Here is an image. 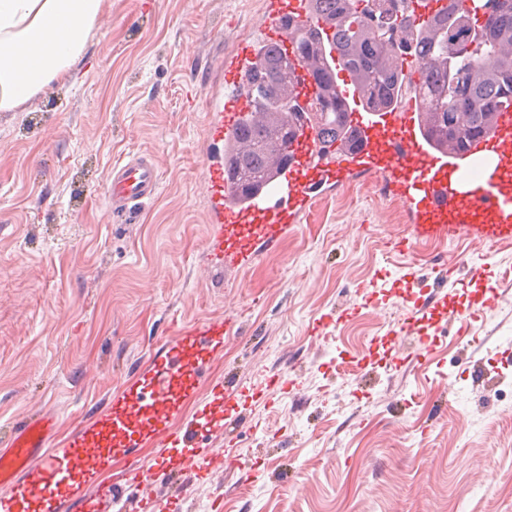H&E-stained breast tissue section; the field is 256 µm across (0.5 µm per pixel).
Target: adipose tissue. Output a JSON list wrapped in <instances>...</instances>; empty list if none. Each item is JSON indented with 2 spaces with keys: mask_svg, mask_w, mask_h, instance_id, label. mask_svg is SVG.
Returning <instances> with one entry per match:
<instances>
[{
  "mask_svg": "<svg viewBox=\"0 0 512 512\" xmlns=\"http://www.w3.org/2000/svg\"><path fill=\"white\" fill-rule=\"evenodd\" d=\"M104 0H0V112H16L81 59Z\"/></svg>",
  "mask_w": 512,
  "mask_h": 512,
  "instance_id": "1",
  "label": "adipose tissue"
}]
</instances>
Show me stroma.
Masks as SVG:
<instances>
[{
	"instance_id": "obj_1",
	"label": "stroma",
	"mask_w": 512,
	"mask_h": 512,
	"mask_svg": "<svg viewBox=\"0 0 512 512\" xmlns=\"http://www.w3.org/2000/svg\"><path fill=\"white\" fill-rule=\"evenodd\" d=\"M264 0H105L66 78L0 112V426L44 411L59 437L106 412L177 326L230 318L234 333L184 401L213 385L293 389L224 421L251 472L156 487L169 512H512V244L468 240L405 254V224L357 180L317 202L233 274L211 267L205 158L216 62ZM152 158L158 194L129 212L104 188ZM485 268L472 279L469 266ZM429 355L398 330L412 297ZM496 307H485L490 295ZM482 308L473 335L454 314ZM335 316L328 335L313 327Z\"/></svg>"
}]
</instances>
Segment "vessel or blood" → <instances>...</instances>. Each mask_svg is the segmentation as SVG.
Instances as JSON below:
<instances>
[{"label": "vessel or blood", "instance_id": "obj_1", "mask_svg": "<svg viewBox=\"0 0 512 512\" xmlns=\"http://www.w3.org/2000/svg\"><path fill=\"white\" fill-rule=\"evenodd\" d=\"M441 7V0L406 2L419 31ZM290 20L315 27L322 51L331 49L334 28L315 14L311 0H265L252 34L226 51L218 64L224 93L212 99L207 138L223 144L224 154L206 164L208 211L215 226L209 244L213 267L228 272L249 267L260 249L274 248L314 202L357 176L376 178L384 194L401 201L408 228L402 250L456 237L474 245L512 240V108L495 112L489 133L461 151L430 135L415 96L374 108L348 74L336 86L346 112V135L327 140L320 120L309 112L318 88L316 65L305 59L297 60L287 96L303 114L287 162L275 164L256 190L236 192L228 155L242 143L244 129L260 118L246 75L261 51L273 48L294 57L296 46L286 26ZM158 189L157 167L140 156L114 167L106 193L130 210ZM233 330L229 318L180 328L162 360L118 395L120 409L110 421L124 442L112 455L122 472L108 492H101L91 478L105 456L98 444L86 441L96 425L85 426L62 446L53 441L55 419L44 414L16 423L0 441V497L37 502L42 512H68L74 502L87 512H122L133 497L142 512H159L160 499L149 495V483L162 485L184 473L197 480L223 473L231 451L213 446L207 409H199L181 429L171 430L169 422L194 390L206 360L222 352ZM143 447L156 451L151 464L131 455L132 449Z\"/></svg>", "mask_w": 512, "mask_h": 512}]
</instances>
